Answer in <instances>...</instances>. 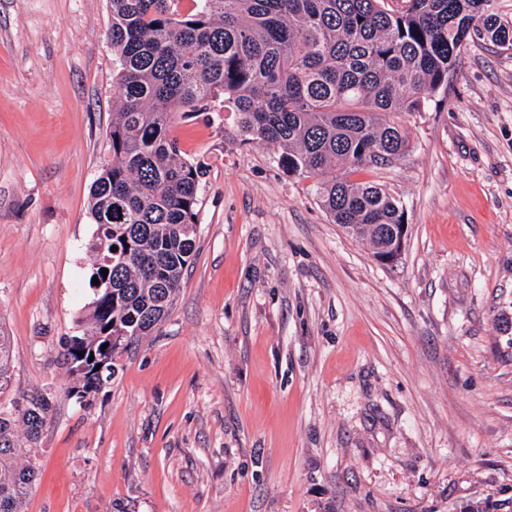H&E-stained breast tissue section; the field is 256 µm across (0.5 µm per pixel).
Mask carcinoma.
<instances>
[{"label": "carcinoma", "instance_id": "cac0c4a2", "mask_svg": "<svg viewBox=\"0 0 512 512\" xmlns=\"http://www.w3.org/2000/svg\"><path fill=\"white\" fill-rule=\"evenodd\" d=\"M181 2L110 0L119 96L110 159L90 194L100 284L64 353L82 403L162 322L194 257L206 166L180 147L177 119L209 122L224 98L240 131L278 147L279 167L313 179L332 222L374 251L383 226L404 216L397 199L357 178L409 150L387 115L417 112L447 87L468 37L512 45V25L489 13V0H402L399 10L388 0H191L185 11ZM92 354L108 360L104 375L85 370ZM11 367L0 335V389ZM47 422L41 399L0 410V512H24L38 472L25 443Z\"/></svg>", "mask_w": 512, "mask_h": 512}]
</instances>
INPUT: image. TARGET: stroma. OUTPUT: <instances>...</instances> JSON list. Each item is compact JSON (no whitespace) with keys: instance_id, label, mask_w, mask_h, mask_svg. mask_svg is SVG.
Returning a JSON list of instances; mask_svg holds the SVG:
<instances>
[{"instance_id":"35a3bbf8","label":"stroma","mask_w":512,"mask_h":512,"mask_svg":"<svg viewBox=\"0 0 512 512\" xmlns=\"http://www.w3.org/2000/svg\"><path fill=\"white\" fill-rule=\"evenodd\" d=\"M110 0H0V407L42 396L24 512H512V46L469 38L402 114L395 267L333 224L276 146L173 134L207 175L166 318L79 403L62 352L91 301L110 158Z\"/></svg>"}]
</instances>
